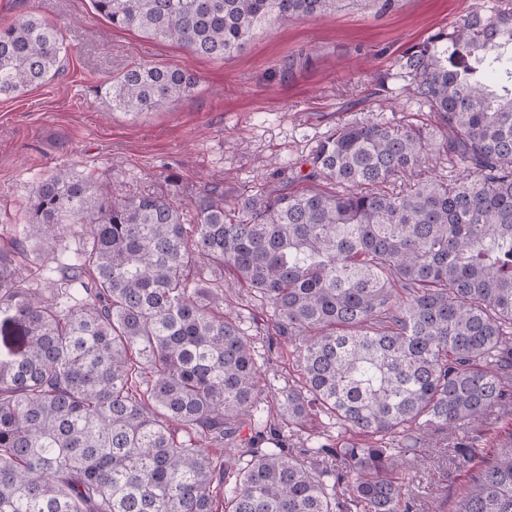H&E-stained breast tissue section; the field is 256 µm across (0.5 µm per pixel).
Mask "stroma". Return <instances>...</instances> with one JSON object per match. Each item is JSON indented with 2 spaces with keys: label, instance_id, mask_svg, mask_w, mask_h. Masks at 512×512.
Segmentation results:
<instances>
[{
  "label": "stroma",
  "instance_id": "1",
  "mask_svg": "<svg viewBox=\"0 0 512 512\" xmlns=\"http://www.w3.org/2000/svg\"><path fill=\"white\" fill-rule=\"evenodd\" d=\"M480 2L397 0L384 14L354 6L294 18L222 59L112 27L90 0H0V27L35 14L60 31L66 50L58 77L22 97H0V236H21L35 186L57 167L93 177L107 191L167 186L184 201L205 183L219 182L231 200L254 193L275 168L301 162L341 123L370 111L397 123L410 120L405 99L378 93L379 74L393 68L407 45ZM138 63L183 68L199 83L190 97L138 116L112 108L101 86ZM224 301L253 340L265 386L259 413L275 421L279 391L299 377L293 347L274 334L269 308L248 289H225ZM510 437L512 413L498 409L453 437L421 438L407 455L412 512H454Z\"/></svg>",
  "mask_w": 512,
  "mask_h": 512
}]
</instances>
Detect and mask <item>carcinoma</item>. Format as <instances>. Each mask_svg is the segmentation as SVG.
<instances>
[{"label":"carcinoma","instance_id":"1","mask_svg":"<svg viewBox=\"0 0 512 512\" xmlns=\"http://www.w3.org/2000/svg\"><path fill=\"white\" fill-rule=\"evenodd\" d=\"M359 0H91L112 26L224 58L292 17ZM32 13L0 28V96L61 70ZM188 70L134 66L103 96L138 114L191 95ZM382 90L435 124L377 117L326 133L280 183L231 209L102 190L59 169L35 188L21 239L0 245V512H409L411 433L454 435L512 410V0H487L408 46ZM463 169L401 187L432 149ZM85 228L48 294L25 242ZM270 309L302 380L288 430L318 413L341 472L282 442L229 462L222 445L263 394L251 338L224 310V274ZM373 440L366 445L354 441ZM457 512H512V439Z\"/></svg>","mask_w":512,"mask_h":512}]
</instances>
